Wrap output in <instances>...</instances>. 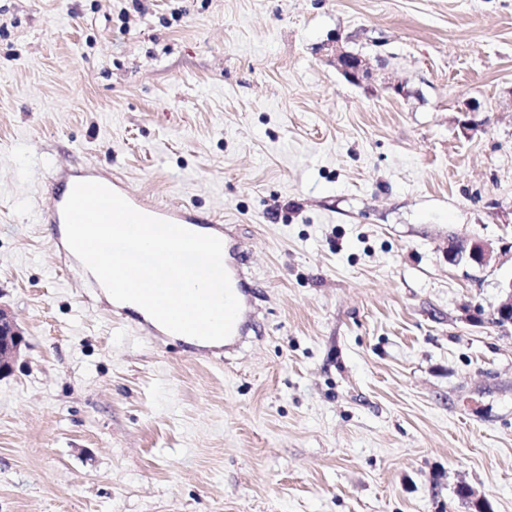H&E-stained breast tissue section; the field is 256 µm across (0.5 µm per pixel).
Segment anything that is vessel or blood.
<instances>
[{
  "label": "vessel or blood",
  "instance_id": "vessel-or-blood-1",
  "mask_svg": "<svg viewBox=\"0 0 512 512\" xmlns=\"http://www.w3.org/2000/svg\"><path fill=\"white\" fill-rule=\"evenodd\" d=\"M84 181L102 183L118 193L123 190L122 182L119 178L113 177L111 171L86 170L78 172L68 164L54 165L49 177L51 187L46 191L49 203L46 207L40 208L37 219L39 223L54 225L55 238L52 246L65 256L70 255L71 250L66 242L63 206L70 195V185ZM128 202L133 208L144 214L191 228L200 227L209 235L220 237L224 234V226L220 220L200 217L187 204L160 202L148 195L129 197Z\"/></svg>",
  "mask_w": 512,
  "mask_h": 512
}]
</instances>
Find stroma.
Returning <instances> with one entry per match:
<instances>
[{"label":"stroma","mask_w":512,"mask_h":512,"mask_svg":"<svg viewBox=\"0 0 512 512\" xmlns=\"http://www.w3.org/2000/svg\"><path fill=\"white\" fill-rule=\"evenodd\" d=\"M61 158L223 217L243 342L77 287ZM510 278L512 0H0V512H512ZM336 68L352 83H360L368 75L366 58L350 51L337 50ZM448 253L452 262L466 258L479 266L489 265L495 258L494 250L489 244L469 240L452 243ZM22 344L25 338L14 317L0 305V377L14 371Z\"/></svg>","instance_id":"35a3bbf8"}]
</instances>
